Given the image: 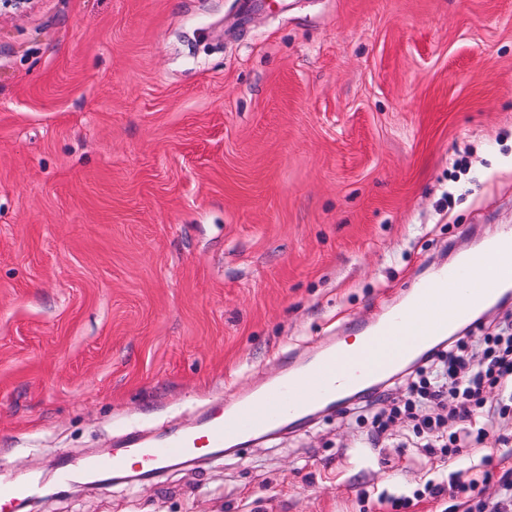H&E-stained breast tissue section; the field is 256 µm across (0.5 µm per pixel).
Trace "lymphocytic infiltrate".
<instances>
[{"label":"lymphocytic infiltrate","mask_w":512,"mask_h":512,"mask_svg":"<svg viewBox=\"0 0 512 512\" xmlns=\"http://www.w3.org/2000/svg\"><path fill=\"white\" fill-rule=\"evenodd\" d=\"M478 344L482 358L471 366L469 347ZM409 397L389 412L375 415L368 433L378 443L389 424L403 415L419 418L424 446L449 461L482 443L488 425L512 405V334L490 333L478 340L460 336L427 353L421 365L405 375ZM499 399L491 402L487 391Z\"/></svg>","instance_id":"obj_1"}]
</instances>
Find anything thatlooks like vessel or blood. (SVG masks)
<instances>
[{"instance_id":"vessel-or-blood-1","label":"vessel or blood","mask_w":512,"mask_h":512,"mask_svg":"<svg viewBox=\"0 0 512 512\" xmlns=\"http://www.w3.org/2000/svg\"><path fill=\"white\" fill-rule=\"evenodd\" d=\"M512 293V239L491 243L466 256L460 265L442 271L417 288L410 305L379 326L376 336L390 339L389 368L400 367L416 350L446 335L482 307ZM419 326L417 339H409L411 326ZM371 372L362 364H339L335 351H324L313 368L289 372L272 395L241 400L231 415L215 414L200 428L170 434L158 442L133 438L112 455L90 462L93 470H124L133 465L160 469L170 458L185 460L231 440L286 421H300L303 412L322 400L336 399L365 386Z\"/></svg>"}]
</instances>
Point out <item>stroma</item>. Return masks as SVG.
<instances>
[{"label": "stroma", "instance_id": "1", "mask_svg": "<svg viewBox=\"0 0 512 512\" xmlns=\"http://www.w3.org/2000/svg\"><path fill=\"white\" fill-rule=\"evenodd\" d=\"M512 236V0H31L0 14V480L37 512H407L492 495L350 402L132 484L40 482L198 424Z\"/></svg>", "mask_w": 512, "mask_h": 512}]
</instances>
